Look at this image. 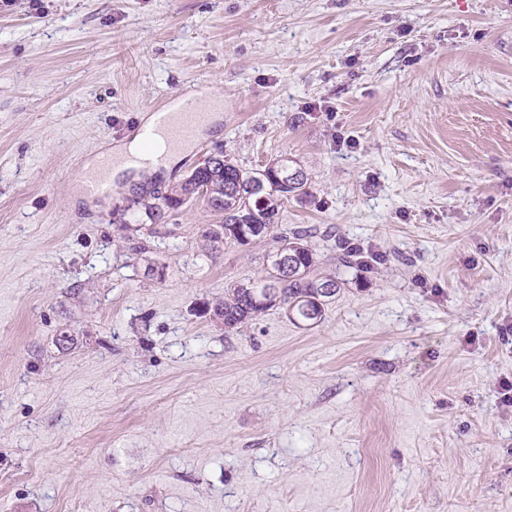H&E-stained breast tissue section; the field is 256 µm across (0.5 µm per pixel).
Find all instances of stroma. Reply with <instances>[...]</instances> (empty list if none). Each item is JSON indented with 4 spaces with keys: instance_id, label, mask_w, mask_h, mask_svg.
I'll list each match as a JSON object with an SVG mask.
<instances>
[{
    "instance_id": "obj_1",
    "label": "stroma",
    "mask_w": 512,
    "mask_h": 512,
    "mask_svg": "<svg viewBox=\"0 0 512 512\" xmlns=\"http://www.w3.org/2000/svg\"><path fill=\"white\" fill-rule=\"evenodd\" d=\"M169 167L82 174L178 101ZM285 157L343 286L307 328L211 311L206 158ZM368 264L338 266L339 247ZM512 0H0V512H512ZM183 107L182 102L171 107L172 112L157 110L153 113V123L148 127L136 126L130 133L134 138H139L145 144H150L155 135L167 132L171 135L172 142L190 138L196 127L202 122L206 112L186 109L179 112Z\"/></svg>"
}]
</instances>
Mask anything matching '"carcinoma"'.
I'll use <instances>...</instances> for the list:
<instances>
[{
  "label": "carcinoma",
  "instance_id": "carcinoma-1",
  "mask_svg": "<svg viewBox=\"0 0 512 512\" xmlns=\"http://www.w3.org/2000/svg\"><path fill=\"white\" fill-rule=\"evenodd\" d=\"M219 160L208 157L171 193L163 197V206L150 208L154 221L164 218L162 208L176 210L183 204L201 198L208 208L222 215V223L205 231L204 237L216 245L234 240L245 245L270 236L277 243L271 272L262 281L236 282L224 289V299L213 307V315L224 327L235 328L273 307L284 310L293 322L306 327L318 324L336 293L340 290L336 277H315L316 251L307 238L310 230L295 228L277 231V216L284 200L309 195V178L290 177L295 167L283 158L262 169L244 172L224 154ZM294 263L296 270L283 277L280 259Z\"/></svg>",
  "mask_w": 512,
  "mask_h": 512
}]
</instances>
